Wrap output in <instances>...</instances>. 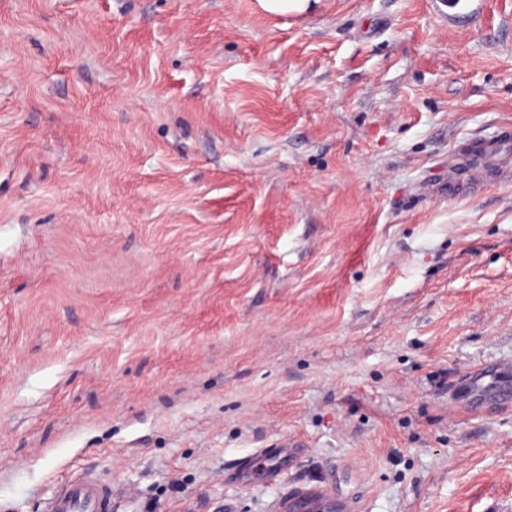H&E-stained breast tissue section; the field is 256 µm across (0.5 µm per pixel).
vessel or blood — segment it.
Wrapping results in <instances>:
<instances>
[{"instance_id":"1","label":"vessel or blood","mask_w":512,"mask_h":512,"mask_svg":"<svg viewBox=\"0 0 512 512\" xmlns=\"http://www.w3.org/2000/svg\"><path fill=\"white\" fill-rule=\"evenodd\" d=\"M112 488L89 474H76L61 482L45 504V512H109ZM280 512H360L361 499L343 491L330 477L287 490Z\"/></svg>"}]
</instances>
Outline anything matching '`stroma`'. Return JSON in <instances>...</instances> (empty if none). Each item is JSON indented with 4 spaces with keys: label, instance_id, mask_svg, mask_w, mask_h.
Here are the masks:
<instances>
[{
    "label": "stroma",
    "instance_id": "stroma-1",
    "mask_svg": "<svg viewBox=\"0 0 512 512\" xmlns=\"http://www.w3.org/2000/svg\"><path fill=\"white\" fill-rule=\"evenodd\" d=\"M507 137L512 0H0V512H512ZM259 7L272 15H300L311 8V0H258ZM112 487L89 474H76L61 482L45 503V512H109ZM361 499L343 491L332 477L305 483L287 490L279 505L280 512H360Z\"/></svg>",
    "mask_w": 512,
    "mask_h": 512
}]
</instances>
